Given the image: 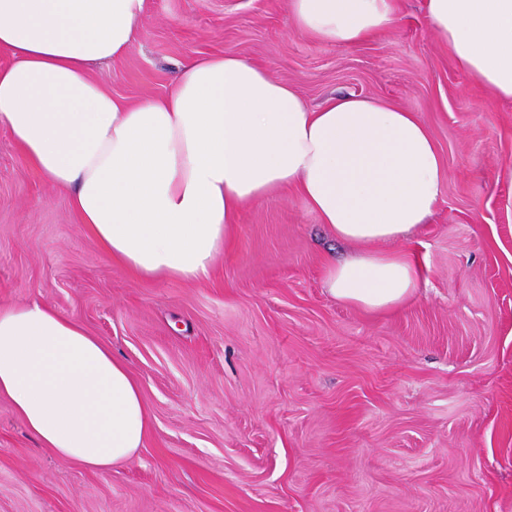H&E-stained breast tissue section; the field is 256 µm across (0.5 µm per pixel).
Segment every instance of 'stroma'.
Returning <instances> with one entry per match:
<instances>
[{"label": "stroma", "mask_w": 512, "mask_h": 512, "mask_svg": "<svg viewBox=\"0 0 512 512\" xmlns=\"http://www.w3.org/2000/svg\"><path fill=\"white\" fill-rule=\"evenodd\" d=\"M289 0H149L138 42L96 69L128 101L178 67L237 55L316 107L353 93L416 112L449 171L414 298L393 312L324 286L334 241L305 202L251 204L209 276L110 261L70 194L0 128V304L78 319L123 359L150 428L106 471L65 462L0 399V512H512V101L460 71L424 0L358 48L313 41Z\"/></svg>", "instance_id": "1"}]
</instances>
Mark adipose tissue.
Instances as JSON below:
<instances>
[{
  "instance_id": "adipose-tissue-1",
  "label": "adipose tissue",
  "mask_w": 512,
  "mask_h": 512,
  "mask_svg": "<svg viewBox=\"0 0 512 512\" xmlns=\"http://www.w3.org/2000/svg\"><path fill=\"white\" fill-rule=\"evenodd\" d=\"M456 66L512 100V0H425ZM147 0H0V127L71 192L112 261L144 278L208 274L246 207L287 189L357 255L327 263L338 301L400 307L419 269L397 243L434 210L447 170L415 112L354 94L308 108L248 59L189 60L163 97L127 102L92 74L129 53ZM293 27L354 48L390 31L397 0H290ZM61 460L106 470L141 448L149 415L128 365L76 318L0 305V398Z\"/></svg>"
}]
</instances>
